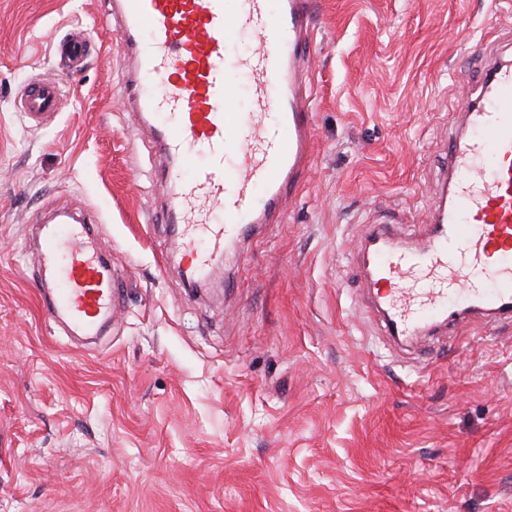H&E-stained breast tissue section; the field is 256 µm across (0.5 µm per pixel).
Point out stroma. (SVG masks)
<instances>
[{"mask_svg": "<svg viewBox=\"0 0 512 512\" xmlns=\"http://www.w3.org/2000/svg\"><path fill=\"white\" fill-rule=\"evenodd\" d=\"M491 54L512 0H315L311 166L196 294L106 0H0V512H512V319L394 341L363 253L425 235ZM36 78L61 94L33 122ZM56 213L121 290L91 343L41 308ZM55 48L61 55L65 56L72 67L76 69L81 66L84 57L90 49L89 44L85 40L74 37L58 43Z\"/></svg>", "mask_w": 512, "mask_h": 512, "instance_id": "35a3bbf8", "label": "stroma"}]
</instances>
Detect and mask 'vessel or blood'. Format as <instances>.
Here are the masks:
<instances>
[{
    "label": "vessel or blood",
    "mask_w": 512,
    "mask_h": 512,
    "mask_svg": "<svg viewBox=\"0 0 512 512\" xmlns=\"http://www.w3.org/2000/svg\"><path fill=\"white\" fill-rule=\"evenodd\" d=\"M313 0H112L134 50L127 86L134 111L161 117L157 143L168 161L162 187L189 246L185 272L203 279L226 249L257 224L272 223L301 184L313 152V114L297 81L308 46ZM252 47L236 56L243 36ZM57 51L80 67L88 43L70 38ZM249 75L248 112L231 108L230 70ZM53 80L32 82L30 116L56 109ZM467 133L449 151L448 195L426 237L407 251H370L368 274L380 289L390 335L415 336L463 312L512 316V64L493 61L476 100L459 104ZM47 277L45 315L96 335L116 308L119 288L88 225L41 227Z\"/></svg>",
    "instance_id": "1"
}]
</instances>
